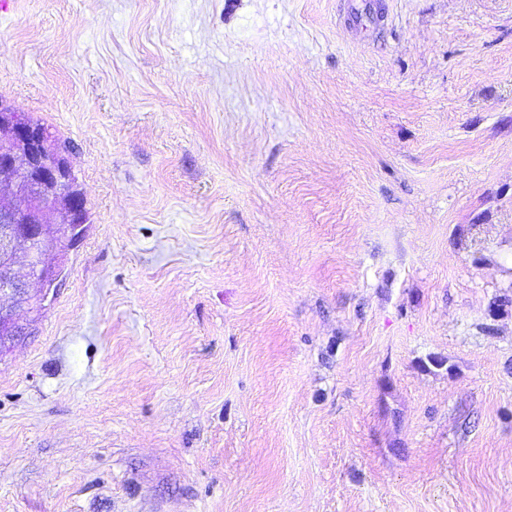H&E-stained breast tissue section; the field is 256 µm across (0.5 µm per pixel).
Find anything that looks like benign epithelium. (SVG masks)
I'll return each instance as SVG.
<instances>
[{"label": "benign epithelium", "instance_id": "benign-epithelium-1", "mask_svg": "<svg viewBox=\"0 0 512 512\" xmlns=\"http://www.w3.org/2000/svg\"><path fill=\"white\" fill-rule=\"evenodd\" d=\"M11 179L13 204L0 208V342L6 336H21L14 310L40 313L42 298L29 293L27 282L15 275L16 246H25L29 279L46 287L59 276L57 265L46 261L50 253L71 249L63 230L85 222V202L72 177L69 162L52 134L0 100V177Z\"/></svg>", "mask_w": 512, "mask_h": 512}]
</instances>
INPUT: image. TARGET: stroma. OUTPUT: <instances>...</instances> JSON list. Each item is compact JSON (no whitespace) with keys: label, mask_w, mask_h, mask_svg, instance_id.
<instances>
[{"label":"stroma","mask_w":512,"mask_h":512,"mask_svg":"<svg viewBox=\"0 0 512 512\" xmlns=\"http://www.w3.org/2000/svg\"><path fill=\"white\" fill-rule=\"evenodd\" d=\"M0 0L86 224L0 348V512H512V0Z\"/></svg>","instance_id":"obj_1"}]
</instances>
